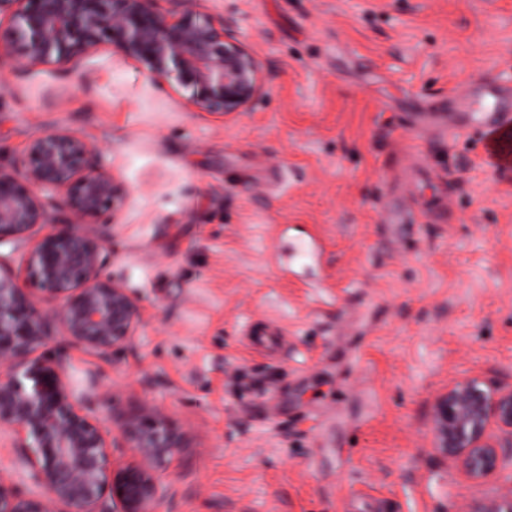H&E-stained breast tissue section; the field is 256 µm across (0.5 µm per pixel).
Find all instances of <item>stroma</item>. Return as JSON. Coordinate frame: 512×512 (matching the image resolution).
I'll use <instances>...</instances> for the list:
<instances>
[{
	"mask_svg": "<svg viewBox=\"0 0 512 512\" xmlns=\"http://www.w3.org/2000/svg\"><path fill=\"white\" fill-rule=\"evenodd\" d=\"M261 62L244 111L202 112L105 43L77 64L0 58V167L65 129L127 190L107 271L136 298L134 340L66 363L111 435L138 405L184 437L158 512H467L512 489L433 450L449 384L512 385V170L481 135L421 131L471 84L512 86V0H193ZM407 222L386 223L387 213ZM319 261L277 272L279 243ZM287 342L251 350L246 325Z\"/></svg>",
	"mask_w": 512,
	"mask_h": 512,
	"instance_id": "35a3bbf8",
	"label": "stroma"
}]
</instances>
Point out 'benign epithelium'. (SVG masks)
Segmentation results:
<instances>
[{"label": "benign epithelium", "mask_w": 512, "mask_h": 512, "mask_svg": "<svg viewBox=\"0 0 512 512\" xmlns=\"http://www.w3.org/2000/svg\"><path fill=\"white\" fill-rule=\"evenodd\" d=\"M9 23L0 53L29 67L75 63L103 43L139 64L154 81L191 91L205 112L245 109L259 94L260 61L234 23L202 13L189 0H0ZM58 193L72 220L55 222L44 197ZM126 192L99 164L97 149L68 130L32 139L19 168L0 167V241L28 245L38 297L0 268V426L17 434L19 461L42 493L0 479V512H155L169 494L160 476L183 447L168 419L140 406L121 426L132 455L110 454L109 437L66 381V366L37 351L56 327L80 350L107 357L142 324L137 299L105 273L109 247L77 228L118 210ZM55 303L50 314L39 306ZM434 449L471 484L512 468V386L480 377L458 381L434 401ZM470 512H512V490L484 497Z\"/></svg>", "instance_id": "obj_1"}]
</instances>
